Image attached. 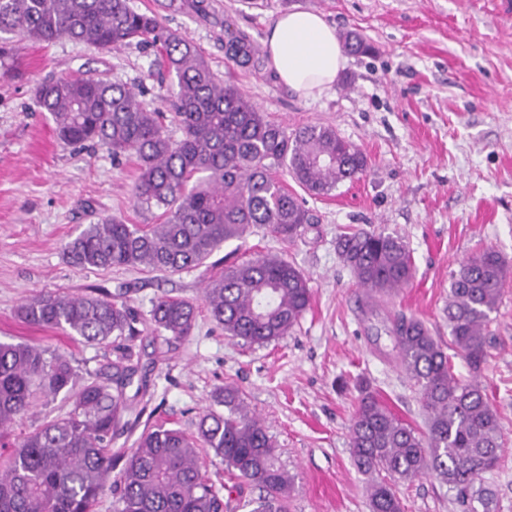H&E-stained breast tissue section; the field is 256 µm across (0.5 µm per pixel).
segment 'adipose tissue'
<instances>
[{
	"instance_id": "1",
	"label": "adipose tissue",
	"mask_w": 512,
	"mask_h": 512,
	"mask_svg": "<svg viewBox=\"0 0 512 512\" xmlns=\"http://www.w3.org/2000/svg\"><path fill=\"white\" fill-rule=\"evenodd\" d=\"M264 53L279 81L303 99L334 88L346 61L335 28L322 15L300 9L271 23Z\"/></svg>"
}]
</instances>
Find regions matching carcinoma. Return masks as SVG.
<instances>
[{
	"label": "carcinoma",
	"mask_w": 512,
	"mask_h": 512,
	"mask_svg": "<svg viewBox=\"0 0 512 512\" xmlns=\"http://www.w3.org/2000/svg\"><path fill=\"white\" fill-rule=\"evenodd\" d=\"M62 37L101 49L133 43L152 48L175 79L171 112L138 100L132 88L93 76H62L37 85V106L49 114L66 146L99 142L112 159L133 157L138 176L134 204L161 211L147 228L104 217L64 248L83 269L142 267L179 273L197 268L224 245L259 227L290 241L310 223L308 210L278 180L286 171L312 195H327L366 171L362 151L321 124L293 131L271 120L234 84L221 80L198 48L140 12L130 0H0V60L20 43L50 44ZM351 54L365 39L342 37ZM224 54L241 67L258 68L261 50L243 31L224 28ZM176 124L174 141L167 126ZM336 249L367 295L387 296L405 286L413 263L404 241L383 231L356 230ZM494 250L465 259L451 275L448 333L453 354L417 318H396L394 349L418 385L426 413L419 432L382 406L365 386L350 427L358 469L368 478L370 512H402L385 472L399 482L436 473L466 504L477 480L499 466V416L481 383L488 362L491 314L507 279ZM304 273L277 254L227 268L208 282L204 304L224 333L264 345L288 335L311 302ZM26 323L67 332L85 343L113 340L121 349L112 381H86L74 389L76 370L62 354L28 344L0 342V512H91L107 483L118 491L120 512H230L224 484L203 471L201 452L221 458L227 471L261 494L250 512H288L292 479L276 462L275 444L237 390H221L227 413L210 411L197 433L158 425L142 433L127 457L110 444L130 409L126 390L139 372L131 363L141 330L139 314L110 296L38 293L18 309ZM197 318L193 303L162 296L152 303L154 330L181 341ZM468 367L456 373L453 359ZM73 396L72 409L9 443L4 429L40 397ZM117 475H112L117 465Z\"/></svg>",
	"instance_id": "carcinoma-1"
}]
</instances>
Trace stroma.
Segmentation results:
<instances>
[{
    "label": "stroma",
    "instance_id": "35a3bbf8",
    "mask_svg": "<svg viewBox=\"0 0 512 512\" xmlns=\"http://www.w3.org/2000/svg\"><path fill=\"white\" fill-rule=\"evenodd\" d=\"M131 0L142 12L191 40L219 78L234 83L288 129L322 124L358 146L366 172L314 197L289 175L281 181L302 199L311 222L282 241L253 228L224 243L206 264L173 275L137 268L80 269L66 242L110 215L128 224L160 223L159 211L135 206V161L113 162L106 147L61 144L32 95L46 79L89 74L120 80L157 106L171 83L137 45L101 50L61 38L26 45L21 65L0 74V342L29 343L62 353L78 382L111 378L119 357L111 343L88 344L60 330L30 325L19 305L40 292L115 294L148 315L161 296L197 304L192 336L168 341L145 330L135 347L148 371L146 391L131 394L128 424L111 448L132 452L147 427L172 422L194 431L200 413L216 408L232 385L276 443L279 465L294 479L291 512H370L368 482L349 447L360 384H368L402 421L424 426L418 386L393 350L392 323L421 319L449 343L450 276L485 248L512 268V0ZM321 14L336 32H360L369 53L348 56L335 87L304 100L269 66L242 68L224 55V25L263 42L280 14ZM384 231L408 245L414 272L391 296L368 301L336 253L352 230ZM284 255L309 279L311 305L287 336L264 345L223 334L202 307L206 284L226 267L259 254ZM486 394L500 420L501 464L474 486V512H512V278L492 315ZM403 512H462L435 475L397 483Z\"/></svg>",
    "mask_w": 512,
    "mask_h": 512
}]
</instances>
